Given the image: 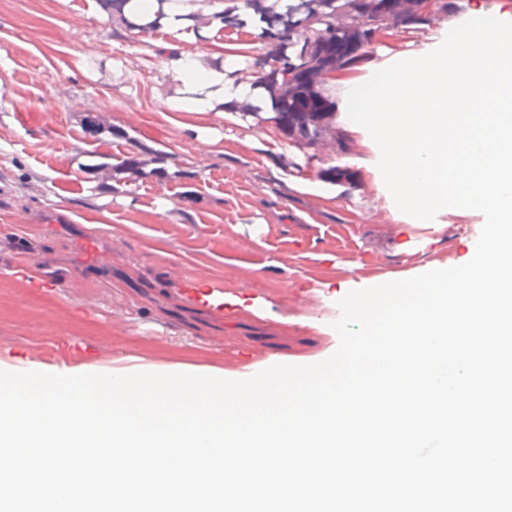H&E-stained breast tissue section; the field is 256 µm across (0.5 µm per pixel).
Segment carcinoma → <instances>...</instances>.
Returning <instances> with one entry per match:
<instances>
[{"mask_svg": "<svg viewBox=\"0 0 512 512\" xmlns=\"http://www.w3.org/2000/svg\"><path fill=\"white\" fill-rule=\"evenodd\" d=\"M148 9L146 0H98L103 11L129 31L155 32L166 18L164 4ZM350 0H299L295 5H280L279 0H244L245 6L265 23L258 38L266 52L255 58L253 86L263 89L274 112L273 121L285 134L296 132L308 138L332 117L334 105L318 87L328 73L358 60L357 51L368 41L371 28L351 16ZM420 0H378L373 14L381 18L379 7L410 14ZM341 12L348 19L336 28L333 15ZM301 68L298 77L289 69Z\"/></svg>", "mask_w": 512, "mask_h": 512, "instance_id": "1", "label": "carcinoma"}]
</instances>
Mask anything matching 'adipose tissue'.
Here are the masks:
<instances>
[{"mask_svg": "<svg viewBox=\"0 0 512 512\" xmlns=\"http://www.w3.org/2000/svg\"><path fill=\"white\" fill-rule=\"evenodd\" d=\"M237 65V58L229 56L225 58L223 68L210 69L203 65L200 54H182L178 69L186 94L174 101V108L207 112L212 110L213 100L217 97L227 102L254 99L257 90L251 84L226 81V71Z\"/></svg>", "mask_w": 512, "mask_h": 512, "instance_id": "1", "label": "adipose tissue"}]
</instances>
